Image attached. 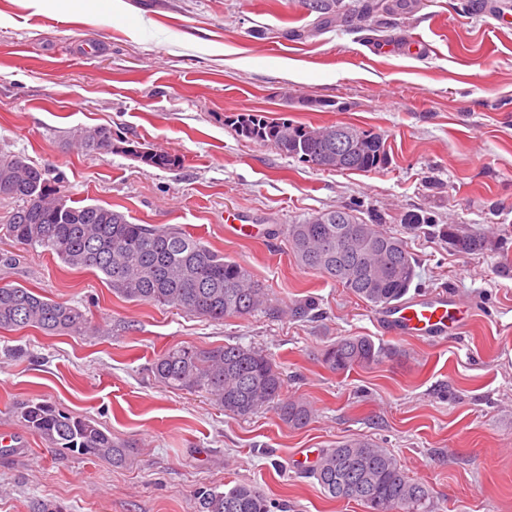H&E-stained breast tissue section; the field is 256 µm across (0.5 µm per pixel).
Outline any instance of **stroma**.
<instances>
[{"instance_id": "obj_1", "label": "stroma", "mask_w": 512, "mask_h": 512, "mask_svg": "<svg viewBox=\"0 0 512 512\" xmlns=\"http://www.w3.org/2000/svg\"><path fill=\"white\" fill-rule=\"evenodd\" d=\"M340 0H0V147L49 170L72 200L135 224L179 226L250 269L273 301L315 297L304 320L258 313L221 322L113 294L100 274L0 234V286L21 284L87 310L98 336L0 332V512L51 499L66 512H196L201 487L248 483L289 512H365L295 468L302 449L350 439L387 448L433 494L432 512H512V0H407L368 27ZM419 44L417 53L408 44ZM382 135L371 172L303 165L236 135L238 114ZM109 125L179 157L149 169L89 153L78 128ZM341 206L379 215L417 260L408 295L445 290L472 314L440 344L383 334L382 310L297 265L288 225ZM237 211L262 233L224 230ZM428 216L409 225V214ZM495 238L463 254L445 231ZM367 336L391 355L334 373L320 351ZM262 348L284 393L309 402L302 428L274 410L241 417L175 391L150 367L166 349ZM48 402L128 443L125 463L62 456L14 415Z\"/></svg>"}]
</instances>
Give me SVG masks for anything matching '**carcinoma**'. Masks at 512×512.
Wrapping results in <instances>:
<instances>
[{
    "instance_id": "1",
    "label": "carcinoma",
    "mask_w": 512,
    "mask_h": 512,
    "mask_svg": "<svg viewBox=\"0 0 512 512\" xmlns=\"http://www.w3.org/2000/svg\"><path fill=\"white\" fill-rule=\"evenodd\" d=\"M394 0H370L360 18L368 21L394 10ZM236 133L267 143L286 157L311 166L324 165L336 153V126L312 128L287 118L271 119L261 112L237 115ZM361 137L342 161L340 172H371L385 166L383 137L360 130ZM83 149L112 153L128 144L108 126L95 135H79ZM132 153L148 168L170 169L181 164L171 154L135 142ZM11 161L0 166V197L22 202L5 224L7 236L30 249L41 248L64 264L98 271L121 297L199 315L213 321L272 309L268 288L240 263L201 244L178 227L133 224L120 211L97 204L70 202L57 211L49 198L57 193L45 168L17 153L0 151ZM382 218L359 219L353 209L327 210L287 228L296 263L317 271L373 307H386L407 295L417 276V261L405 242L379 229ZM361 230L368 242L354 241L349 251H336V223ZM448 240L461 253H475L490 241L459 234L448 227ZM311 299L286 307L295 319L315 310ZM34 327L46 334L86 336L92 321L77 305L59 302L23 285L0 286V330ZM388 351L367 336H344L325 346L322 364L344 373L382 359ZM151 371L165 386L207 395L224 410L247 416L273 409L294 427L307 425L312 407L304 399L283 394L282 372L264 350L226 343L209 348L172 347L154 360ZM15 414L61 454L119 463L126 444L112 438L93 418L79 417L45 402L17 404ZM310 475L337 500L357 501L366 512H428L430 490L411 478L396 456L369 440L344 441L324 450ZM197 512H275V502L259 488L240 484L224 492L205 488L197 494Z\"/></svg>"
}]
</instances>
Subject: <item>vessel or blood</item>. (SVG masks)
I'll return each instance as SVG.
<instances>
[{"instance_id":"1","label":"vessel or blood","mask_w":512,"mask_h":512,"mask_svg":"<svg viewBox=\"0 0 512 512\" xmlns=\"http://www.w3.org/2000/svg\"><path fill=\"white\" fill-rule=\"evenodd\" d=\"M461 308L455 295L442 290L389 306L383 313L381 328L390 336H425L442 342L464 328V318L457 315Z\"/></svg>"}]
</instances>
